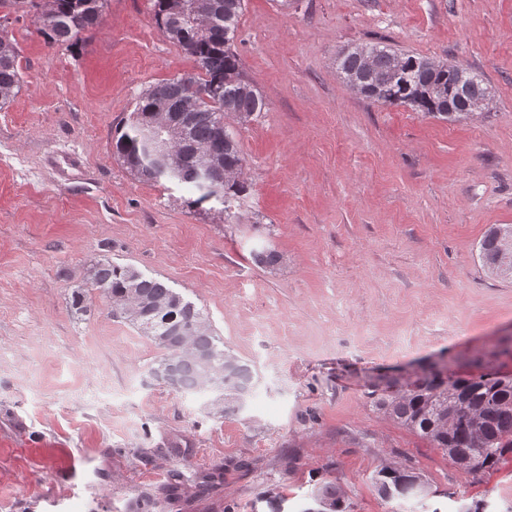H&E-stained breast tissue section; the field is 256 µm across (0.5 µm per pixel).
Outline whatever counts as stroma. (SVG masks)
I'll list each match as a JSON object with an SVG mask.
<instances>
[{
  "label": "stroma",
  "instance_id": "obj_1",
  "mask_svg": "<svg viewBox=\"0 0 512 512\" xmlns=\"http://www.w3.org/2000/svg\"><path fill=\"white\" fill-rule=\"evenodd\" d=\"M244 2L233 48L265 109L228 122L248 187L228 209L113 153L142 92L195 69L149 0H108L71 48L33 15L6 25L22 83L0 109V512L75 486L74 512H302L324 482L345 512H512V456L466 473L367 397L436 364L512 376V279L479 250L512 224V0ZM357 43L463 65L490 95L462 121L372 102L336 71ZM73 154L83 174L61 179ZM103 259L209 318L258 377L243 409L152 380L161 349L103 292L72 308ZM385 462L433 496L382 499Z\"/></svg>",
  "mask_w": 512,
  "mask_h": 512
}]
</instances>
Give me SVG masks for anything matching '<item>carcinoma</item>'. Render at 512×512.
I'll use <instances>...</instances> for the list:
<instances>
[{"label":"carcinoma","mask_w":512,"mask_h":512,"mask_svg":"<svg viewBox=\"0 0 512 512\" xmlns=\"http://www.w3.org/2000/svg\"><path fill=\"white\" fill-rule=\"evenodd\" d=\"M105 0H53L50 13L41 12V0H0V5L13 9L28 7L36 10L38 31L49 46H72L78 36L96 25ZM244 0H222L213 21V33L198 36L187 18L172 14L169 0H150L155 24L163 33L180 25V35L173 39L196 65L195 82L205 89L208 99L200 102L194 119L184 128L182 147L192 151L203 145L224 152V164L232 167L243 161L235 139L224 140V132L215 118L222 114L244 113L253 116L265 108L263 98L254 86L243 79L239 59L231 50L237 33ZM20 50L17 43L0 36V108L18 93L21 84ZM395 51L378 45L358 44L336 57L337 70L344 80L355 77L365 87L363 95L392 106H410L418 112L449 119L448 107L463 108L468 103H483L488 96L483 79L461 65H440L423 56L404 55L400 66L394 65ZM175 90L171 81L162 80L146 89L136 104L127 129L115 141V154L137 175L152 168L150 179H171L173 175L157 164L143 137V130L160 107L175 106ZM176 180L198 194L193 203L210 200L205 182L194 172L193 156H188L186 170ZM512 231V224L493 225L480 243V256L489 272H494L498 260L496 228ZM87 283L112 296H124L135 291L141 306L137 315L124 317L158 347L167 349L166 358L177 353L174 341L182 330L205 318L191 302L183 300L165 283L136 276L131 267H121L108 260L92 265ZM198 346L216 367L234 364L228 386L241 396L253 387L251 367L226 353L220 339L208 329L197 338ZM198 386L197 368L191 361L180 362L175 392H195ZM372 406L391 417L408 430L429 440L434 447L449 454L453 463L466 462L468 473L496 467L512 454V378L496 373H483L467 378L444 379L431 372L404 391L390 395L369 394ZM453 414V425L446 429L442 421ZM422 475L414 469L393 468L384 464L377 471L375 484L381 498L392 501L417 495L414 480ZM311 496L342 512V494L333 483L316 487Z\"/></svg>","instance_id":"cac0c4a2"}]
</instances>
